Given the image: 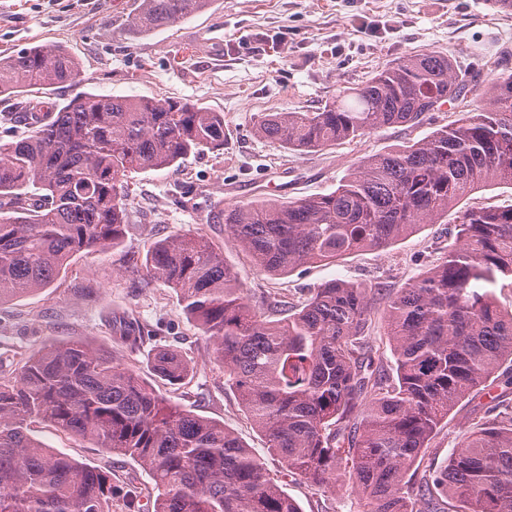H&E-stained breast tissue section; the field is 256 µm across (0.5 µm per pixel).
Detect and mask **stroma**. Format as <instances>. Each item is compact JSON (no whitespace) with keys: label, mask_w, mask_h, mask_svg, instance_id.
<instances>
[{"label":"stroma","mask_w":512,"mask_h":512,"mask_svg":"<svg viewBox=\"0 0 512 512\" xmlns=\"http://www.w3.org/2000/svg\"><path fill=\"white\" fill-rule=\"evenodd\" d=\"M142 0H0V55L58 44L80 65L76 84L47 86L0 96V116L25 111L29 101L65 104L75 96L170 98L221 113L224 146L189 155L164 170L131 174L132 216L120 246L75 255L50 287L0 304V372L19 356L50 342L88 339L112 348L114 357L150 377L157 347L181 351L196 367L180 388L159 385L165 397L194 414L221 423L280 479L302 512H366L351 481L328 490L289 476L269 454L264 435L244 413L223 369L210 362L198 329L175 293L155 283L144 287L137 270L154 243L205 227L236 272L251 303H304L332 279L399 288L425 273L453 243L457 210L380 251L355 252L271 277L225 233L212 216L234 204L288 201L333 191L366 156L424 138L457 120L435 112L423 123L378 129L321 150L297 152L258 136L268 112H314L345 86H359L392 63L425 51L448 56L466 73L491 54L512 69V11L493 0H212L204 12L142 36L129 20ZM134 314L155 332L130 351L112 345L108 317ZM487 396L460 402L420 453L411 482L437 468L468 436ZM48 447L93 466H107L113 484L148 488L149 474L131 459L108 457L47 423L33 424Z\"/></svg>","instance_id":"1"}]
</instances>
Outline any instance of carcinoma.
I'll list each match as a JSON object with an SVG mask.
<instances>
[{"instance_id": "1", "label": "carcinoma", "mask_w": 512, "mask_h": 512, "mask_svg": "<svg viewBox=\"0 0 512 512\" xmlns=\"http://www.w3.org/2000/svg\"><path fill=\"white\" fill-rule=\"evenodd\" d=\"M210 0H142L141 33L202 12ZM484 107L454 124L367 156L335 190L291 201L264 200L216 219L256 268L281 276L314 261L381 250L474 191L512 187V72L483 64ZM79 65L46 44L0 57V95L76 81ZM472 80L446 56L398 61L365 84L339 90L317 112L259 117L258 134L294 151L416 125L454 110ZM30 127L0 143V303L49 287L82 251L116 248L131 218L132 172L175 166L224 146V116L169 99L77 96L66 105L33 101ZM457 244L430 271L395 290L334 279L303 306L250 305L236 273L203 230L155 243L141 284L172 289L224 369L244 412L286 469L334 489L340 472L370 512H512V416H485L443 469L423 475L409 498L406 475L450 410L471 393H492L512 363V312L491 288H512V206L463 211ZM384 303L391 370L374 365L365 328ZM115 342L136 350L154 336L135 317L112 322ZM155 380L181 387L194 365L157 347ZM46 422L147 471L149 493L49 448L31 435ZM438 489L448 502L439 506ZM302 512L261 460L224 424L160 394L111 350L77 339L19 357L0 375V512Z\"/></svg>"}]
</instances>
